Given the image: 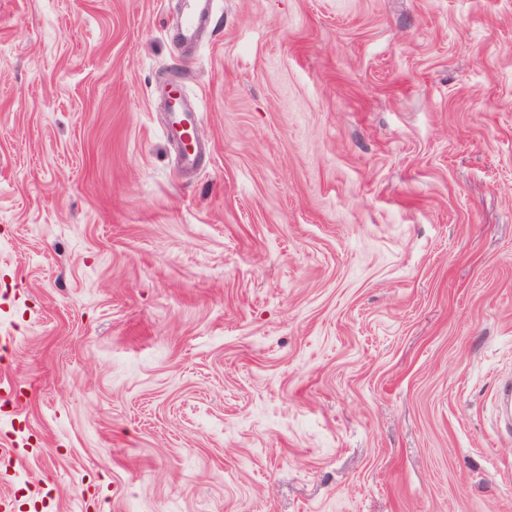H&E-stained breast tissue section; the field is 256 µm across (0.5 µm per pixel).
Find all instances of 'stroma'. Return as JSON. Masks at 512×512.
<instances>
[{
  "label": "stroma",
  "instance_id": "35a3bbf8",
  "mask_svg": "<svg viewBox=\"0 0 512 512\" xmlns=\"http://www.w3.org/2000/svg\"><path fill=\"white\" fill-rule=\"evenodd\" d=\"M182 3L0 0V496L512 512V0ZM167 127L174 136H183L192 133L198 123V112L187 110L183 107V97L170 109Z\"/></svg>",
  "mask_w": 512,
  "mask_h": 512
}]
</instances>
